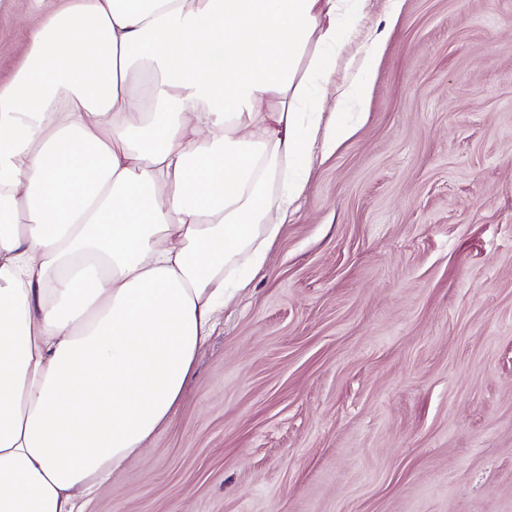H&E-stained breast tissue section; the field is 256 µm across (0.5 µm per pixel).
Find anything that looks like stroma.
I'll return each mask as SVG.
<instances>
[{"label":"stroma","mask_w":512,"mask_h":512,"mask_svg":"<svg viewBox=\"0 0 512 512\" xmlns=\"http://www.w3.org/2000/svg\"><path fill=\"white\" fill-rule=\"evenodd\" d=\"M372 33L365 119L89 512H512V0H367L331 84Z\"/></svg>","instance_id":"obj_1"}]
</instances>
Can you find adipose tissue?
I'll return each instance as SVG.
<instances>
[{
	"label": "adipose tissue",
	"mask_w": 512,
	"mask_h": 512,
	"mask_svg": "<svg viewBox=\"0 0 512 512\" xmlns=\"http://www.w3.org/2000/svg\"><path fill=\"white\" fill-rule=\"evenodd\" d=\"M365 0H33L0 89V512H87L173 416L314 148ZM148 98L131 92L135 71Z\"/></svg>",
	"instance_id": "ef3b65f1"
}]
</instances>
